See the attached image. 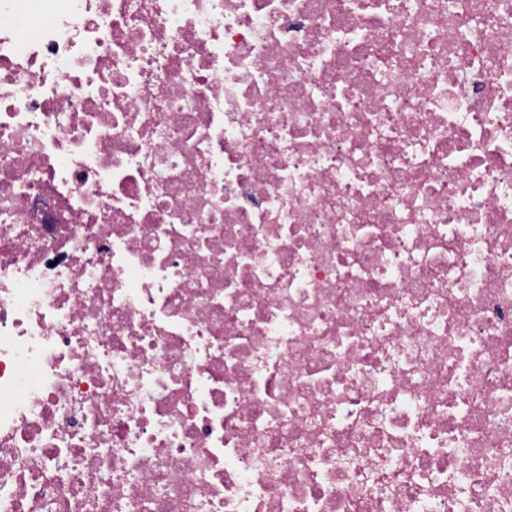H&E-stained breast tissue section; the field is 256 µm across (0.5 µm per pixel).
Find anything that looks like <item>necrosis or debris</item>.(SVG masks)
Returning a JSON list of instances; mask_svg holds the SVG:
<instances>
[{
	"label": "necrosis or debris",
	"instance_id": "obj_1",
	"mask_svg": "<svg viewBox=\"0 0 512 512\" xmlns=\"http://www.w3.org/2000/svg\"><path fill=\"white\" fill-rule=\"evenodd\" d=\"M0 512H512V0H0Z\"/></svg>",
	"mask_w": 512,
	"mask_h": 512
}]
</instances>
